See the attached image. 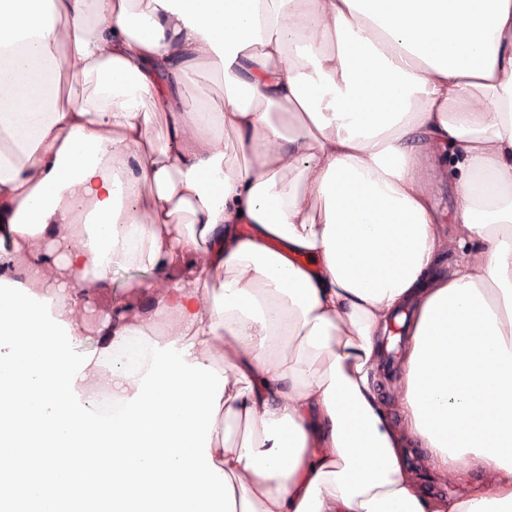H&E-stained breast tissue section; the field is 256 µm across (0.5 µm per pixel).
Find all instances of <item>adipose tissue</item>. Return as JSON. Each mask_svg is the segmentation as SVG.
<instances>
[{
	"instance_id": "ef3b65f1",
	"label": "adipose tissue",
	"mask_w": 512,
	"mask_h": 512,
	"mask_svg": "<svg viewBox=\"0 0 512 512\" xmlns=\"http://www.w3.org/2000/svg\"><path fill=\"white\" fill-rule=\"evenodd\" d=\"M0 446L36 512H512V0H0ZM185 92L193 95L202 112H220L224 101V74L213 65L198 67L189 74ZM151 279V274L148 270L134 267L126 275V282H139L148 281ZM126 282L123 284H116L112 288V296H109L110 305L117 303L129 304L131 306L142 307L146 306L149 298L146 294L138 293L134 290L126 288ZM419 472L420 484L428 494L453 497L463 490L461 485L444 482L432 472H426L423 469H420Z\"/></svg>"
}]
</instances>
